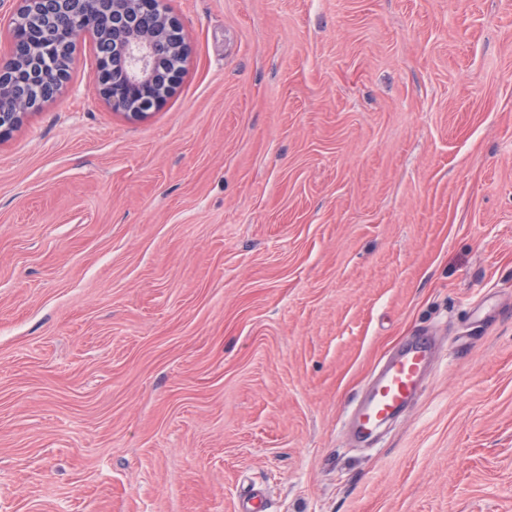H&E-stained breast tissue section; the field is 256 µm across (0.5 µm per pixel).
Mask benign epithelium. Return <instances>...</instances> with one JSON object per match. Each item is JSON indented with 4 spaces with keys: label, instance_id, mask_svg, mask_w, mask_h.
Segmentation results:
<instances>
[{
    "label": "benign epithelium",
    "instance_id": "obj_1",
    "mask_svg": "<svg viewBox=\"0 0 512 512\" xmlns=\"http://www.w3.org/2000/svg\"><path fill=\"white\" fill-rule=\"evenodd\" d=\"M20 2L11 29V41L15 44L21 31L25 32L24 39L33 45L50 38L43 30L29 27L27 13L56 15L63 11V3L71 5L58 32L65 39L60 52L69 62L74 39L84 33L92 36L97 55L94 81L112 109L141 117L162 102L156 93L158 85H165L169 92L176 87L179 72L161 70L158 63L167 56L185 57L187 45L182 38L175 43L169 41V32L181 30L180 24L169 12L156 11L152 0H112V11L103 15L83 7L89 0ZM18 62L30 65L33 70L36 55L27 59L11 55L0 63V136L18 127L35 109L28 96L12 91V71Z\"/></svg>",
    "mask_w": 512,
    "mask_h": 512
}]
</instances>
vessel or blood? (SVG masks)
I'll use <instances>...</instances> for the list:
<instances>
[{"mask_svg":"<svg viewBox=\"0 0 512 512\" xmlns=\"http://www.w3.org/2000/svg\"><path fill=\"white\" fill-rule=\"evenodd\" d=\"M431 359L429 337L417 336L384 360L365 403L357 408L354 428L358 436L372 435L404 408L416 394Z\"/></svg>","mask_w":512,"mask_h":512,"instance_id":"b4317fda","label":"vessel or blood"}]
</instances>
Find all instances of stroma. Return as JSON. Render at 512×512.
<instances>
[{
	"mask_svg": "<svg viewBox=\"0 0 512 512\" xmlns=\"http://www.w3.org/2000/svg\"><path fill=\"white\" fill-rule=\"evenodd\" d=\"M162 4L159 108L81 39L0 138V512H512V0ZM431 359L429 337L416 336L404 342L383 361L368 390L367 400L357 408L354 428L359 437L372 435L404 408L417 393L421 377Z\"/></svg>",
	"mask_w": 512,
	"mask_h": 512,
	"instance_id": "obj_1",
	"label": "stroma"
}]
</instances>
